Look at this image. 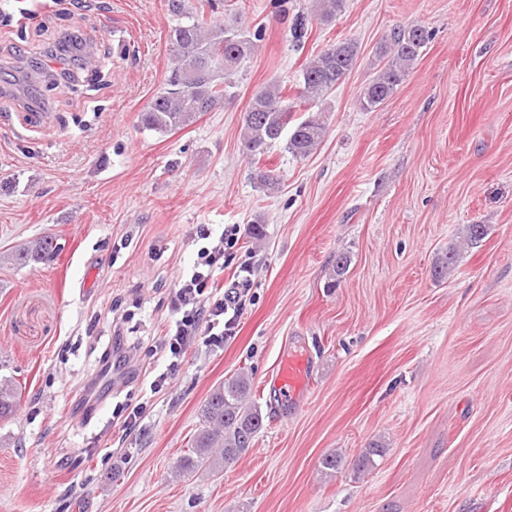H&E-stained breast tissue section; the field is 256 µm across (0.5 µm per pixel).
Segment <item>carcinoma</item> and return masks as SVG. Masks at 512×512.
I'll list each match as a JSON object with an SVG mask.
<instances>
[{
	"label": "carcinoma",
	"mask_w": 512,
	"mask_h": 512,
	"mask_svg": "<svg viewBox=\"0 0 512 512\" xmlns=\"http://www.w3.org/2000/svg\"><path fill=\"white\" fill-rule=\"evenodd\" d=\"M175 25L168 32L172 69L168 89L158 93L140 115L141 125L161 133L193 125L206 112L234 97L232 76L237 64L252 54L259 32H251L224 20V0H166ZM346 0H312L316 19L328 24L343 11ZM431 34L418 25L399 26L375 50L376 72L362 88L360 107L371 111L389 99L417 60ZM359 45L351 38L339 39L322 48L301 70L295 100L279 84L255 92L244 112L243 149L254 164V180L261 187L274 186V171L264 161L271 147L285 140L288 152L304 157L325 136V125L315 115L294 117V108L314 105L326 98L353 70ZM484 224H468L464 242L476 245L487 235ZM55 238L44 237L23 248L11 260L28 266L55 254ZM460 258L451 246L436 267L443 277ZM251 381L246 371L224 380L207 398L202 409V429L195 435L190 452L180 459L178 471L194 472L205 465L220 470L253 447L264 427L261 410L250 401ZM18 387L0 378V420L14 415Z\"/></svg>",
	"instance_id": "obj_1"
}]
</instances>
